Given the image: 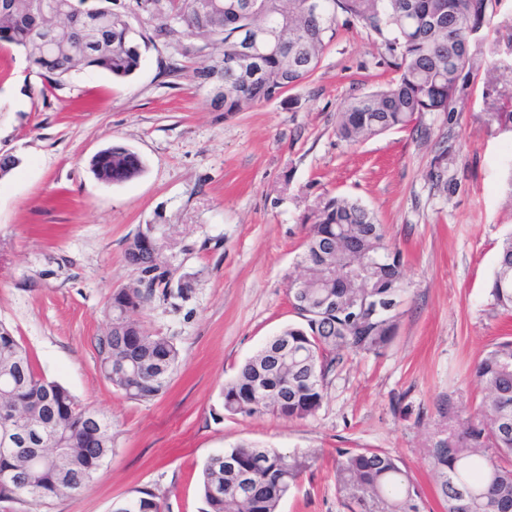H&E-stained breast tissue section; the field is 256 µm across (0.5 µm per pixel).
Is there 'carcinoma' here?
I'll list each match as a JSON object with an SVG mask.
<instances>
[{
	"instance_id": "carcinoma-1",
	"label": "carcinoma",
	"mask_w": 512,
	"mask_h": 512,
	"mask_svg": "<svg viewBox=\"0 0 512 512\" xmlns=\"http://www.w3.org/2000/svg\"><path fill=\"white\" fill-rule=\"evenodd\" d=\"M54 0L53 14L31 0H15L13 12L0 14V46L24 53L42 79V90H55L86 69L116 79L141 67L145 35L128 26L141 14L154 23L158 39L178 41L184 31L205 47L224 52V112L269 102L315 72L339 26L358 22L374 37L384 63L398 76L384 87L350 98L338 116L336 133L349 144L394 128L421 122L433 112H453L462 102L461 75L474 66L470 45L488 22L498 0H321L318 13L307 0ZM274 33L277 49L240 66L242 41L258 28ZM53 33L57 43L37 38ZM141 157L111 145L91 162L105 184L130 181L141 174ZM387 248L384 226L360 202L326 198L311 217L300 255L308 286L289 288L300 322L270 337L224 385V411L230 415L273 414L285 419L314 415L326 396L327 379L342 352L380 355L396 335L405 293L401 252L390 264L376 257ZM166 276L140 278L113 293L106 312L109 325L96 337L99 368L114 388L135 401H151L164 392L177 368L179 351L172 340L147 329L130 313L156 289L168 291ZM489 295L494 305L512 312V237L498 253ZM149 356L165 367L153 380L115 378L111 365L120 358ZM13 369L10 402L33 410L50 423L44 446L57 449L55 464L23 473L0 452V501L17 498L18 483L29 481L33 500L74 495L95 479L112 453V421L78 403L59 383L41 378L29 351L0 323V371ZM473 374L485 391L478 416L461 434L428 449L443 512H512V339L494 343L476 362ZM270 387L283 399L253 402V390ZM97 417L101 430L88 426ZM493 448L496 455H486ZM338 483H353L387 504L386 512H420L414 482L398 460L370 448L337 450ZM253 471V482L237 479ZM299 475V465L274 448L238 444L210 456L199 485L202 512H278Z\"/></svg>"
}]
</instances>
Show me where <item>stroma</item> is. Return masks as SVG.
<instances>
[{"mask_svg": "<svg viewBox=\"0 0 512 512\" xmlns=\"http://www.w3.org/2000/svg\"><path fill=\"white\" fill-rule=\"evenodd\" d=\"M155 40L132 77L84 71L41 94L25 57L0 48V154L21 158L0 179V321L38 374L112 420V453L88 488L0 512H111L155 493L164 512H201L205 460L241 442L303 463L279 512H382L336 483L337 451L371 448L398 460L441 512L427 450L476 414L472 369L512 319L489 288L512 234V0H499L475 38L459 112L349 145L339 110L362 86L395 76L359 24L338 28L313 75L281 97L224 112V56H181ZM136 152L143 172L99 182L92 157L109 144ZM440 168L448 187L430 178ZM359 200L403 257L407 292L381 356L345 353L318 412L288 420L225 413L239 366L297 322L289 287L310 217L329 195ZM157 246L158 269L189 274L184 294L155 296L136 317L171 338L179 363L164 394L127 399L98 366L95 338L113 291L137 280L125 259L134 236Z\"/></svg>", "mask_w": 512, "mask_h": 512, "instance_id": "obj_1", "label": "stroma"}]
</instances>
